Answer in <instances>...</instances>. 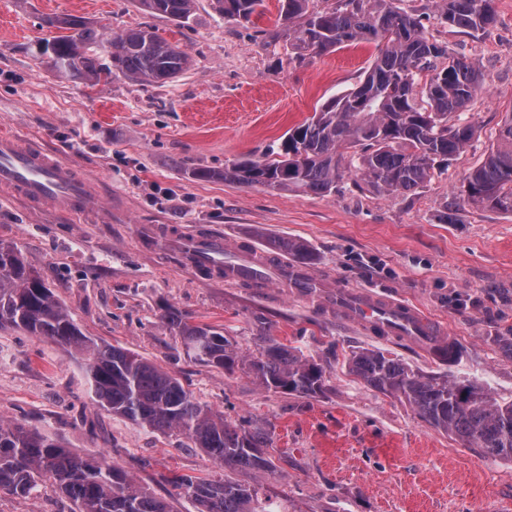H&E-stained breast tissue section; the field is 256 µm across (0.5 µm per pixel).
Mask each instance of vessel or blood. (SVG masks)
I'll return each instance as SVG.
<instances>
[{"label": "vessel or blood", "mask_w": 512, "mask_h": 512, "mask_svg": "<svg viewBox=\"0 0 512 512\" xmlns=\"http://www.w3.org/2000/svg\"><path fill=\"white\" fill-rule=\"evenodd\" d=\"M0 188L36 205H46L71 215L100 210L88 182L67 164L10 136H0ZM336 302L350 316L384 333L420 334L428 325L426 317L397 305L378 303L345 292Z\"/></svg>", "instance_id": "obj_1"}]
</instances>
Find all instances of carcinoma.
<instances>
[{
    "label": "carcinoma",
    "instance_id": "cac0c4a2",
    "mask_svg": "<svg viewBox=\"0 0 512 512\" xmlns=\"http://www.w3.org/2000/svg\"><path fill=\"white\" fill-rule=\"evenodd\" d=\"M139 10L185 23L196 0H134ZM279 22L267 45L285 50L301 64L344 44L374 42L378 54L355 87L326 102L281 143L274 159L233 162L201 180L262 187L277 192L329 196L345 175L377 193H409L426 185L474 140L476 127L465 117L481 87L478 68L448 46L430 40L422 19L431 10L460 32L484 30L497 22L493 0H426L423 11L402 0H278ZM225 18L252 23L265 0H212ZM58 34L42 40L60 74L106 85L121 74L162 86L188 69V54L153 29L114 32L105 37L83 17L47 16ZM463 203L512 214V117L502 121L498 142L466 177ZM277 249L304 260L305 245L293 239ZM186 260L206 276L215 275V256L196 246ZM237 281L261 288L266 271L238 267ZM162 326L180 339L195 361L232 371L248 368L258 385L274 393L317 397L328 379L324 369L273 338L257 356L242 352L209 324L192 323L169 307ZM0 327L26 331L63 346L84 361L91 402L100 409L152 430L189 437L224 470L268 472L270 439L258 428L232 427L224 415L197 400L169 371L140 354L86 335L55 298L21 251L0 240ZM349 372L366 386L404 399L433 428L451 433L489 455L512 459V401L483 386L454 378L422 375L391 355L363 349L352 353ZM192 497L199 512H288L256 488L222 478L164 476ZM51 485L69 498L74 512H171L170 503L147 484L137 483L104 455L80 457L36 429L0 421V493L26 496Z\"/></svg>",
    "mask_w": 512,
    "mask_h": 512
}]
</instances>
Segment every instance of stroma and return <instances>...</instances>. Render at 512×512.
<instances>
[{"label": "stroma", "mask_w": 512, "mask_h": 512, "mask_svg": "<svg viewBox=\"0 0 512 512\" xmlns=\"http://www.w3.org/2000/svg\"><path fill=\"white\" fill-rule=\"evenodd\" d=\"M242 25L197 0L185 25L150 16L133 0H0V133L12 132L92 178L108 224L36 209L0 190V240L13 242L89 336L128 348L179 377L233 425L269 431L277 472L242 483L289 512H512V460L439 432L398 398L348 371L352 352L391 353L421 374L455 375L512 398V214L447 201L496 143L512 110V0H494L498 21L470 34L425 19L430 39L474 62L482 85L468 117L471 146L423 188L380 195L345 177L330 196L201 181L261 159L330 97L355 86L375 44L345 45L304 64L280 62L266 45L278 0ZM86 18L99 32L150 27L179 43L191 64L159 87L116 76L89 86L52 69L39 43L45 16ZM218 238L227 256L273 255L279 238L305 242L306 272L332 288L366 291L427 314L437 340L462 348L455 363L433 347L345 320L303 292L208 277L179 262L188 239ZM172 306L223 328L242 350L263 337L320 364L328 389L316 398L261 390L245 369L227 372L188 357L159 320ZM0 420L39 429L78 454H104L166 498L174 512L195 502L167 475L223 476L187 437L160 433L93 406L84 365L45 338L0 330ZM53 488L0 493V512H72Z\"/></svg>", "instance_id": "1"}]
</instances>
